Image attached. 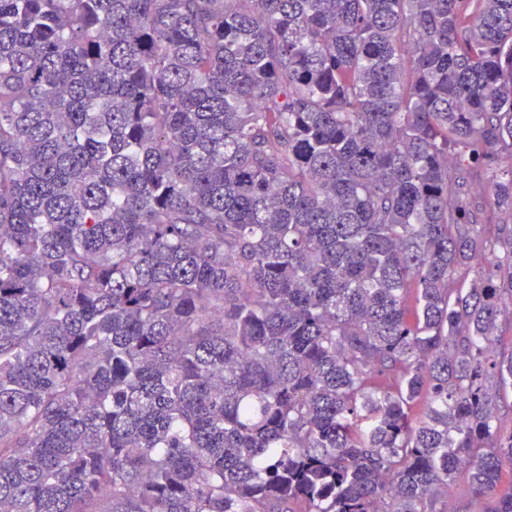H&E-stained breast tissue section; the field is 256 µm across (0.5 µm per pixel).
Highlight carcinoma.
<instances>
[{
  "label": "carcinoma",
  "mask_w": 512,
  "mask_h": 512,
  "mask_svg": "<svg viewBox=\"0 0 512 512\" xmlns=\"http://www.w3.org/2000/svg\"><path fill=\"white\" fill-rule=\"evenodd\" d=\"M504 155L512 0H0V512H512Z\"/></svg>",
  "instance_id": "cac0c4a2"
}]
</instances>
